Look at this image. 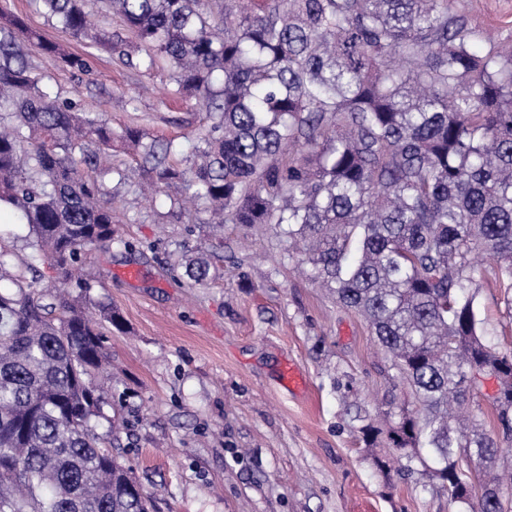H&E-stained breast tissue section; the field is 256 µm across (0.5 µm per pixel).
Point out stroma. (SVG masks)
<instances>
[{
  "instance_id": "obj_1",
  "label": "stroma",
  "mask_w": 512,
  "mask_h": 512,
  "mask_svg": "<svg viewBox=\"0 0 512 512\" xmlns=\"http://www.w3.org/2000/svg\"><path fill=\"white\" fill-rule=\"evenodd\" d=\"M472 27L512 38V0H461ZM43 40L88 59L78 73L43 64V82L79 99L114 132L140 127L181 145L190 166L208 120L194 100L172 95L170 70L146 73L58 27L40 0H0ZM130 175L120 188L112 247L87 254L94 299L121 329L108 337L104 374L112 406L101 430L130 467L156 512H458L420 475L375 468L359 439L384 403H409L366 321L288 259L273 224H194L159 193L146 199L139 160L118 153ZM212 257L207 284L185 275L181 258ZM136 268L137 279L123 270ZM482 327L512 355V291L492 268L478 282ZM306 380L283 383V363Z\"/></svg>"
}]
</instances>
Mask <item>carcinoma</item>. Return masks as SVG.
<instances>
[{
  "label": "carcinoma",
  "mask_w": 512,
  "mask_h": 512,
  "mask_svg": "<svg viewBox=\"0 0 512 512\" xmlns=\"http://www.w3.org/2000/svg\"><path fill=\"white\" fill-rule=\"evenodd\" d=\"M61 29L128 65H168L175 94L213 115L189 168L173 143L116 134L41 84L0 10V205L29 227V258L0 240V512H152L97 431L107 393L91 379L120 318L78 275L112 247L107 175L114 142L134 148L140 180L210 205L200 224H277L295 260L360 314L412 391L395 426L360 428L399 472L429 477L460 512H512L495 461L512 444L471 406L481 378L512 389V356L488 343L475 305L476 258L512 288V46L482 41L458 0H100L130 34L89 22L90 0H39ZM41 51L72 70L85 59ZM50 261L54 276L36 263ZM197 285L208 259L184 261ZM442 461L425 466L421 449Z\"/></svg>",
  "instance_id": "obj_1"
}]
</instances>
